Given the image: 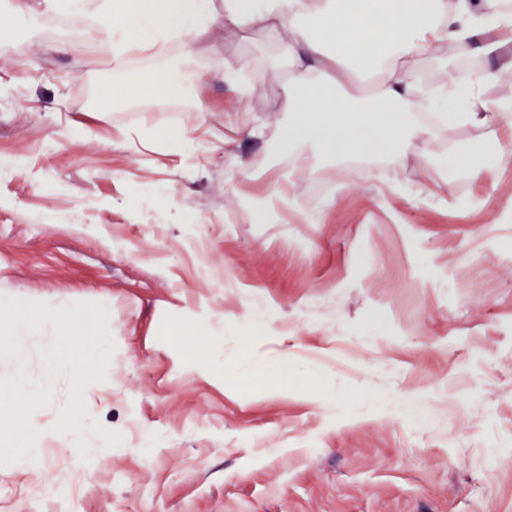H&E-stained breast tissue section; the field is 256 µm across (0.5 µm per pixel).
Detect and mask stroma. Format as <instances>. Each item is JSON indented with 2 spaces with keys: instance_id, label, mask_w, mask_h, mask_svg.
I'll use <instances>...</instances> for the list:
<instances>
[{
  "instance_id": "35a3bbf8",
  "label": "stroma",
  "mask_w": 512,
  "mask_h": 512,
  "mask_svg": "<svg viewBox=\"0 0 512 512\" xmlns=\"http://www.w3.org/2000/svg\"><path fill=\"white\" fill-rule=\"evenodd\" d=\"M15 2L0 0V397L25 387L41 425L73 418L102 447L52 434L21 465L0 419V512H512V132L453 126L292 173L290 73L267 70L266 25L219 19L116 70L85 12ZM465 51L498 72L487 101L512 104V67ZM176 64L210 77L138 92ZM451 152L465 170L437 165ZM45 306L104 314L109 362L47 377L50 327L13 329ZM197 328L219 343H191ZM247 349L287 364V392L212 372Z\"/></svg>"
}]
</instances>
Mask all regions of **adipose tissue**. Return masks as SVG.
I'll list each match as a JSON object with an SVG mask.
<instances>
[{
    "mask_svg": "<svg viewBox=\"0 0 512 512\" xmlns=\"http://www.w3.org/2000/svg\"><path fill=\"white\" fill-rule=\"evenodd\" d=\"M89 18L111 47L116 68L133 54H162L173 33L192 43L216 20L212 0H101ZM223 19L237 28L255 22L288 27L279 54L291 72L282 101L294 122L286 159L290 170L306 173L315 168L311 143L364 154L394 150L397 132L417 142L433 140L438 128L416 119L425 97L419 64L433 61L441 43L463 45L488 33L492 39L482 50L495 55L512 41V8L501 0H224ZM496 79L492 69L454 77L451 88L466 92L469 107L442 113V120L477 130L511 128L512 112L484 100L485 87ZM50 320L55 342L45 359L48 374L107 360L106 330L86 343L71 319L54 314ZM39 406V396L24 387L4 404L8 451L17 461L34 456L46 437L36 421Z\"/></svg>",
    "mask_w": 512,
    "mask_h": 512,
    "instance_id": "1",
    "label": "adipose tissue"
}]
</instances>
